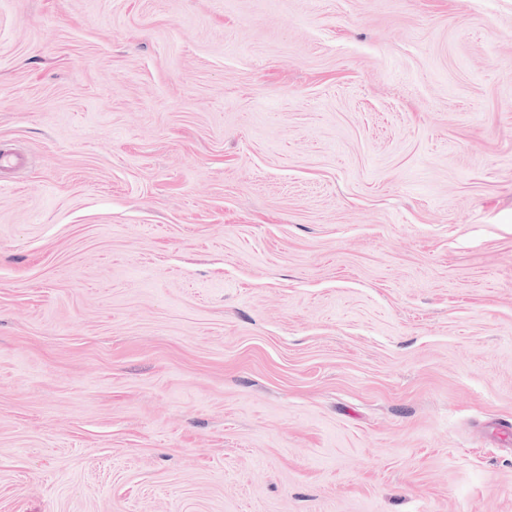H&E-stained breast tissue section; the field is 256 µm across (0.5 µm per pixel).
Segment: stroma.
Returning <instances> with one entry per match:
<instances>
[{
	"label": "stroma",
	"mask_w": 512,
	"mask_h": 512,
	"mask_svg": "<svg viewBox=\"0 0 512 512\" xmlns=\"http://www.w3.org/2000/svg\"><path fill=\"white\" fill-rule=\"evenodd\" d=\"M0 512H512V0H0Z\"/></svg>",
	"instance_id": "35a3bbf8"
}]
</instances>
